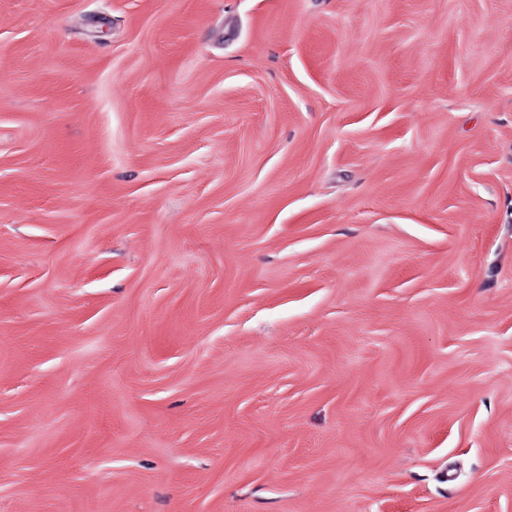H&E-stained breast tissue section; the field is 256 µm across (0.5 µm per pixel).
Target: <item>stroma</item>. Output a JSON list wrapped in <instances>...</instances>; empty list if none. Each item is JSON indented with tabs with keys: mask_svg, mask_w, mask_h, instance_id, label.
<instances>
[{
	"mask_svg": "<svg viewBox=\"0 0 512 512\" xmlns=\"http://www.w3.org/2000/svg\"><path fill=\"white\" fill-rule=\"evenodd\" d=\"M0 512H512V0H0Z\"/></svg>",
	"mask_w": 512,
	"mask_h": 512,
	"instance_id": "1",
	"label": "stroma"
}]
</instances>
